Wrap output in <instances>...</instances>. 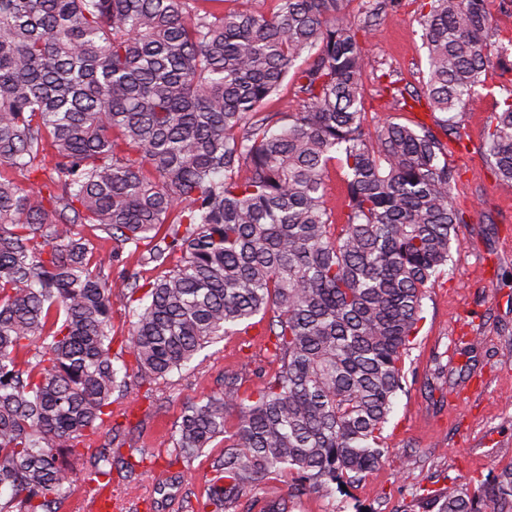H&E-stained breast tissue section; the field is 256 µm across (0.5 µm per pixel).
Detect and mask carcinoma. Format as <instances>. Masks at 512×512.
<instances>
[{"label":"carcinoma","instance_id":"carcinoma-1","mask_svg":"<svg viewBox=\"0 0 512 512\" xmlns=\"http://www.w3.org/2000/svg\"><path fill=\"white\" fill-rule=\"evenodd\" d=\"M226 0H0V512H56L75 475L104 488L146 453L114 439L112 257L75 232L152 243L160 273L120 288L138 385L185 367L203 345L270 316L278 368L186 406L169 464L217 438L205 495L181 512H232L282 473L328 496L376 467L404 390L428 285L448 266L456 169L448 127L482 75L504 65L487 0H419L423 93L387 90L432 119L370 126L358 42L402 0H275L267 15ZM289 84L296 109L266 103ZM488 123L486 155L512 187V90ZM343 173L346 220L327 206ZM44 189L30 192L14 175ZM235 415L234 430L227 418ZM112 439L91 457L90 433ZM430 512H512V463L471 489H423Z\"/></svg>","mask_w":512,"mask_h":512}]
</instances>
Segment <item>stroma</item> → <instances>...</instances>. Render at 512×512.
<instances>
[{
    "label": "stroma",
    "instance_id": "35a3bbf8",
    "mask_svg": "<svg viewBox=\"0 0 512 512\" xmlns=\"http://www.w3.org/2000/svg\"><path fill=\"white\" fill-rule=\"evenodd\" d=\"M369 61L364 106L368 122L393 114L377 77L388 72L400 84L422 88L427 49L416 0L373 31L360 33ZM512 89V72L493 69L456 117L459 140L453 164L455 200L465 223L456 225L448 270L426 291L424 321L406 358L407 383L385 429L389 453L359 482L335 488L327 497L292 498L294 479L281 474L244 495L237 512H261L262 505L290 499L292 512H422L415 499L423 487L444 491L453 482H487L512 463V188L501 186L486 158V126L498 101ZM473 340V351L457 347ZM263 326L235 333L204 348L187 368L152 386L113 394L114 413H127L138 428L123 454L146 449L156 455L152 473L140 484L148 495L138 512H178L185 493L203 495L211 476L209 458L224 447L214 441L196 459L189 478L182 465H169L173 423L186 404L220 386L224 375L254 379L274 371Z\"/></svg>",
    "mask_w": 512,
    "mask_h": 512
}]
</instances>
